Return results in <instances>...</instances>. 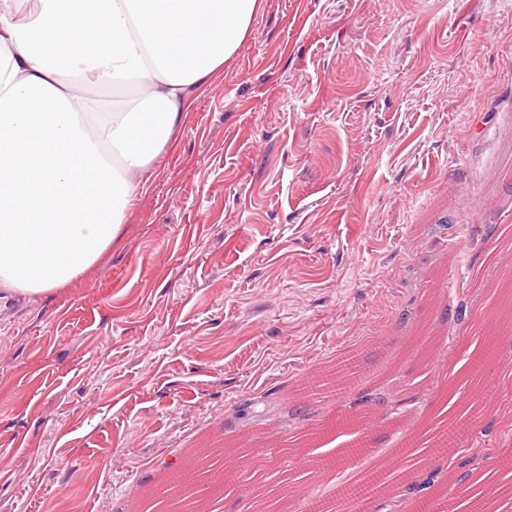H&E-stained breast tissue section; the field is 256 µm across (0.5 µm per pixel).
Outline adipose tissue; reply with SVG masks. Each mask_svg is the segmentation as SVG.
<instances>
[{
  "mask_svg": "<svg viewBox=\"0 0 512 512\" xmlns=\"http://www.w3.org/2000/svg\"><path fill=\"white\" fill-rule=\"evenodd\" d=\"M0 0V287L97 264L260 0Z\"/></svg>",
  "mask_w": 512,
  "mask_h": 512,
  "instance_id": "adipose-tissue-1",
  "label": "adipose tissue"
}]
</instances>
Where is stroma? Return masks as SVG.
<instances>
[{
    "instance_id": "1",
    "label": "stroma",
    "mask_w": 512,
    "mask_h": 512,
    "mask_svg": "<svg viewBox=\"0 0 512 512\" xmlns=\"http://www.w3.org/2000/svg\"><path fill=\"white\" fill-rule=\"evenodd\" d=\"M507 172L512 0H262L111 248L0 311V512H129L202 440L295 439L289 391L370 336L315 411L405 400L376 410L394 447L460 359L458 302L482 313L512 267ZM478 427L449 466L512 448V377Z\"/></svg>"
}]
</instances>
